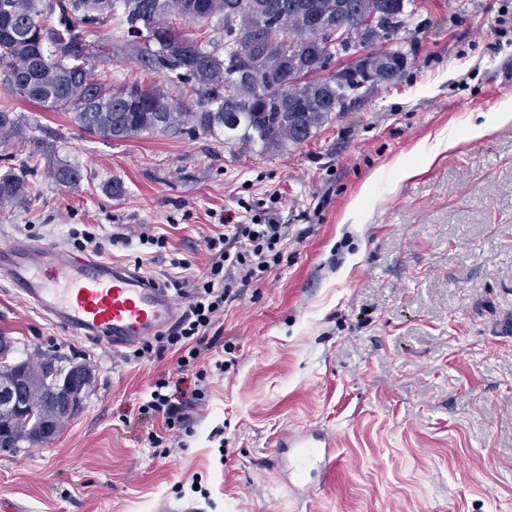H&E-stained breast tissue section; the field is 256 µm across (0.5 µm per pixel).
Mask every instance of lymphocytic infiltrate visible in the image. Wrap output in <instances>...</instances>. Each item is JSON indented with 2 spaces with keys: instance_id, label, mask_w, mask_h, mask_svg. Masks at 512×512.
Segmentation results:
<instances>
[{
  "instance_id": "f902f5d3",
  "label": "lymphocytic infiltrate",
  "mask_w": 512,
  "mask_h": 512,
  "mask_svg": "<svg viewBox=\"0 0 512 512\" xmlns=\"http://www.w3.org/2000/svg\"><path fill=\"white\" fill-rule=\"evenodd\" d=\"M222 233L207 237L208 264L205 269H193L186 259H174L173 268L187 272L194 283V297L173 329L157 333L136 349V356L163 357L166 352L178 353L181 364L197 360L211 350L215 328L224 305L246 288L260 282L278 262L280 248L286 242V226L279 208L269 207L259 214L225 210L219 216ZM189 390L169 379L155 381L138 411L143 415L159 416L164 430L182 426L186 419Z\"/></svg>"
}]
</instances>
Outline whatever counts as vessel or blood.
I'll return each mask as SVG.
<instances>
[{
	"label": "vessel or blood",
	"instance_id": "obj_1",
	"mask_svg": "<svg viewBox=\"0 0 512 512\" xmlns=\"http://www.w3.org/2000/svg\"><path fill=\"white\" fill-rule=\"evenodd\" d=\"M0 275L53 323L115 349L154 335L178 312L151 275L54 244L1 245ZM281 446L292 456V471L326 473L334 465L331 436L290 435Z\"/></svg>",
	"mask_w": 512,
	"mask_h": 512
}]
</instances>
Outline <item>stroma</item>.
<instances>
[{"label":"stroma","mask_w":512,"mask_h":512,"mask_svg":"<svg viewBox=\"0 0 512 512\" xmlns=\"http://www.w3.org/2000/svg\"><path fill=\"white\" fill-rule=\"evenodd\" d=\"M418 3L399 78L264 154L178 131L106 142L0 86L20 129L0 140V170L29 161L32 188L0 209V244L74 251L91 227L105 258L163 280L175 258L204 268L210 211H259L276 193L289 237L261 286L225 304L224 374L168 433L134 418L151 382L181 378L176 354H101L0 278L12 360L50 354L94 374L54 440L0 453V498L26 512H512V124L467 136L512 102V45L493 50L512 0ZM120 36L118 22L98 28L95 67L176 92L134 51L114 53ZM451 135L432 162L416 154ZM53 161L82 180L56 185ZM144 225L167 246L112 243ZM302 429L330 433L337 458L309 475L307 499L277 456Z\"/></svg>","instance_id":"35a3bbf8"}]
</instances>
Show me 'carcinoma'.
I'll use <instances>...</instances> for the list:
<instances>
[{"mask_svg":"<svg viewBox=\"0 0 512 512\" xmlns=\"http://www.w3.org/2000/svg\"><path fill=\"white\" fill-rule=\"evenodd\" d=\"M294 0H0V83L11 96L49 112H65L80 129L106 142L144 132L188 126L197 136L224 129V141H244L270 151L307 140L335 112L404 71L409 51L397 45L369 57L378 81L356 68L338 81L302 76L321 71L354 41L334 42L310 27L308 10ZM326 23L359 35L368 44L397 39L417 12L415 0H301ZM120 19L123 36L144 67L166 71L184 84L176 95L138 81L120 85L112 72L91 63L93 29ZM220 25L224 41L204 39L170 22ZM27 172L0 174V208L29 198ZM50 177L61 186L83 178L81 169L55 164ZM30 399L39 398L65 371L55 359L26 363Z\"/></svg>","mask_w":512,"mask_h":512,"instance_id":"cac0c4a2","label":"carcinoma"}]
</instances>
